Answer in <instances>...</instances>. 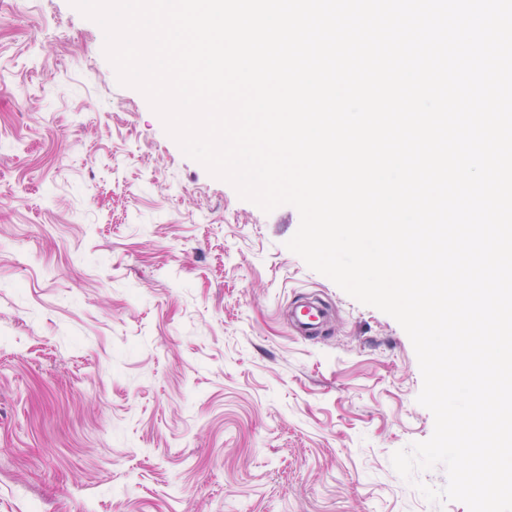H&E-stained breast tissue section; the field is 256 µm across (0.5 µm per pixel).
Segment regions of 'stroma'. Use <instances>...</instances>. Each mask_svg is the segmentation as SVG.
<instances>
[{"mask_svg":"<svg viewBox=\"0 0 512 512\" xmlns=\"http://www.w3.org/2000/svg\"><path fill=\"white\" fill-rule=\"evenodd\" d=\"M70 0L0 16V512H468L391 456L427 440L412 343L187 157ZM331 302L305 339L298 293Z\"/></svg>","mask_w":512,"mask_h":512,"instance_id":"obj_1","label":"stroma"}]
</instances>
